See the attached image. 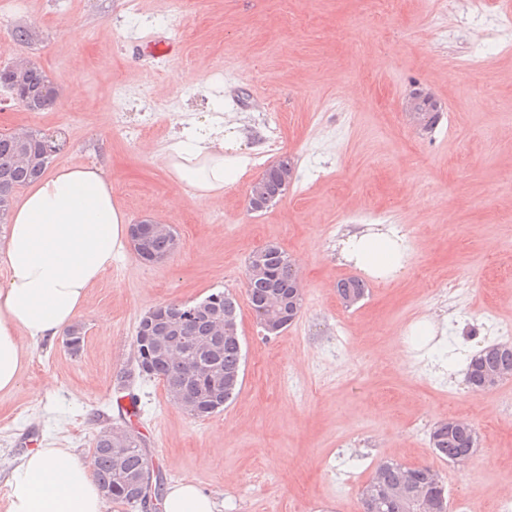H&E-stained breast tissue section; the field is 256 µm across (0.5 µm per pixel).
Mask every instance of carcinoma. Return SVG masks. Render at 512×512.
<instances>
[{"mask_svg":"<svg viewBox=\"0 0 512 512\" xmlns=\"http://www.w3.org/2000/svg\"><path fill=\"white\" fill-rule=\"evenodd\" d=\"M24 72L17 81H10L18 92L26 95V110L40 112L55 102L57 90L49 81L46 73L37 65L26 60L20 61ZM64 146L60 140H51L46 134L33 130L30 137L18 141L11 135L0 136V224H6L12 211L14 192L38 180L50 167L53 156ZM25 151L32 164L22 165L18 162L20 151ZM270 206L280 200L288 191V185L282 183L277 166L265 170ZM171 254V239L163 235L148 238L145 245V261L163 258ZM256 259L257 271L246 275L247 297L252 309L258 311L267 306L269 298L275 292L276 280L285 276L288 255L276 245L269 244L250 254ZM366 292L365 283L355 277L336 283V294L344 300L350 296L359 299ZM192 304L168 303L163 305L168 312L189 316L190 335L207 337L214 335V321L211 317L190 315ZM70 339L68 351L76 355L85 340V327L81 323L72 325L67 331ZM196 351L188 346L182 359H154L144 371L148 379L157 378L165 384H185V389L195 398L196 410L190 413L194 418H205L224 410V405L236 396L241 384L242 347L240 337L226 335L220 345L209 354L208 362L211 375L200 374L193 380L186 378L185 366L196 360ZM505 376L512 374V345L508 343L492 344L475 354L467 368L468 384L485 390L484 377L487 373ZM430 444L436 455L450 462L473 455L477 449L478 437L474 427L456 419L437 423L430 433ZM94 476L100 488H108L104 497L131 508L144 505L134 501L136 494L158 495L163 475L155 476L149 471L148 455L143 448L141 436L136 434L128 438L127 449L120 457H115L110 450L107 431L99 432L95 437L93 453ZM439 472L430 466H419L414 472L409 467L393 461L380 464L373 477L362 487L360 496L363 512H416L417 495L433 491V484ZM415 481V487L409 493L392 501L379 496V490L400 488Z\"/></svg>","mask_w":512,"mask_h":512,"instance_id":"cac0c4a2","label":"carcinoma"}]
</instances>
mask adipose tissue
I'll return each mask as SVG.
<instances>
[{
  "instance_id": "adipose-tissue-1",
  "label": "adipose tissue",
  "mask_w": 512,
  "mask_h": 512,
  "mask_svg": "<svg viewBox=\"0 0 512 512\" xmlns=\"http://www.w3.org/2000/svg\"><path fill=\"white\" fill-rule=\"evenodd\" d=\"M163 153L174 180L202 196L234 183L246 167L245 158H225L223 138L209 132L179 134ZM129 227L100 167L56 169L27 190L0 248L8 267L0 284V393L19 384L26 365L22 338L51 340L75 323ZM407 250L394 228L381 233L368 226L341 241L342 257L378 279L402 271ZM9 483V512H102L92 469L68 448L27 453ZM158 506L161 512H217L211 495L189 481L169 485Z\"/></svg>"
}]
</instances>
